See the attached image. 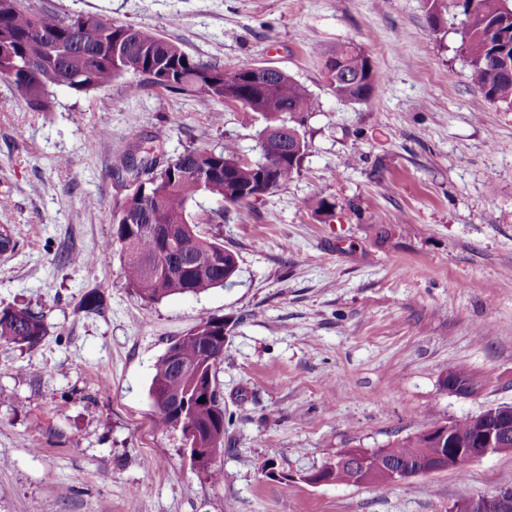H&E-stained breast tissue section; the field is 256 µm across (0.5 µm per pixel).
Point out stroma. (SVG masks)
<instances>
[{
  "label": "stroma",
  "mask_w": 512,
  "mask_h": 512,
  "mask_svg": "<svg viewBox=\"0 0 512 512\" xmlns=\"http://www.w3.org/2000/svg\"><path fill=\"white\" fill-rule=\"evenodd\" d=\"M61 16L148 28L232 71L280 68L320 101L299 175L249 205L200 198L236 252L232 284L146 303L100 252L129 192L124 162L204 145L260 160L256 113L127 78L54 91L31 112L0 79V303L45 315L35 347L0 345V512H448L512 487V452L372 486L304 475L512 404V110L489 104L460 53L462 17L426 0H24ZM350 41L382 77L365 103L329 91L317 53ZM107 121L108 132L88 131ZM326 210H318L319 200ZM389 228L377 236L376 225ZM97 292L99 313L81 311ZM227 326L216 379L232 424L224 480L193 468L181 431L154 425V367L200 313ZM465 366L475 397L441 379Z\"/></svg>",
  "instance_id": "obj_1"
}]
</instances>
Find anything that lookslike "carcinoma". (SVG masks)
Here are the masks:
<instances>
[{
  "mask_svg": "<svg viewBox=\"0 0 512 512\" xmlns=\"http://www.w3.org/2000/svg\"><path fill=\"white\" fill-rule=\"evenodd\" d=\"M462 8L460 52L470 79L488 102L512 109V0H427L429 23L440 24L442 2ZM331 93L350 103L369 100L381 83L369 56L358 45L341 43L317 54ZM153 75L150 86L190 93L226 106H240L267 122L262 133L281 152L268 167L248 162L231 151L187 147L161 163L157 147L148 161L129 166L136 190L113 216L112 243L118 246L121 276L143 301L172 295H200L233 282L238 272L235 252L199 229L192 206L203 196L234 206L258 199L299 173L307 151L300 127L318 100L293 77L278 69L251 67L226 71L188 55L180 46L145 28L98 14L61 19L29 11L21 0H0V78L11 82L30 112H50L53 88L75 92L104 88L127 74ZM214 176L201 181L198 170ZM17 240L8 224H0V254L15 252ZM46 335L44 314L28 307H0V343L33 347ZM179 364L163 354L150 385L155 423L162 430L187 421L196 429L190 444L200 448L196 468L214 482L224 481L217 460L224 456V406L217 394V366L224 356V319L204 314L173 346ZM457 382L483 385V378L451 367ZM204 402H199V399ZM479 423L470 417L450 421L444 436L420 432L384 448L346 449L334 464L347 483L359 484L361 471L376 470L372 486L397 484L385 468L390 456L416 466L440 449L472 448Z\"/></svg>",
  "mask_w": 512,
  "mask_h": 512,
  "instance_id": "1",
  "label": "carcinoma"
}]
</instances>
